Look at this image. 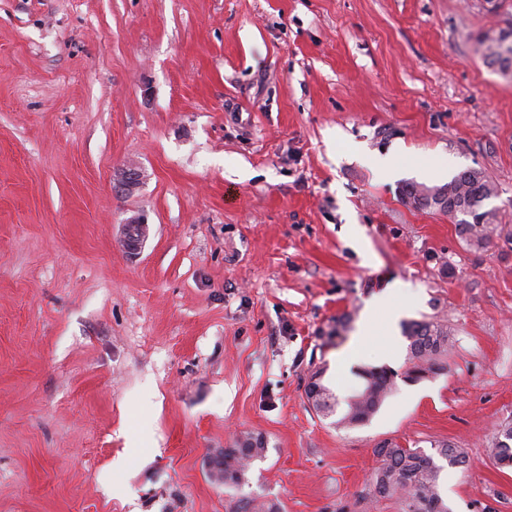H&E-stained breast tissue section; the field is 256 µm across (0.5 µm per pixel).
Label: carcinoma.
I'll use <instances>...</instances> for the list:
<instances>
[{"label": "carcinoma", "instance_id": "cac0c4a2", "mask_svg": "<svg viewBox=\"0 0 512 512\" xmlns=\"http://www.w3.org/2000/svg\"><path fill=\"white\" fill-rule=\"evenodd\" d=\"M498 195L484 173L475 168L459 172L448 183L426 186L408 183L403 189L406 202L418 209H430L448 215L459 237L466 245L484 249L490 242V231L504 229L496 224L497 212L484 208L485 201ZM409 341L410 366L402 373L406 382H419L445 369L450 332L448 326L435 320L416 322L405 330ZM362 385L345 399V410L337 414L339 401L325 385L322 393L308 398L316 412L338 415L336 426L350 429L362 426L380 410L395 387L397 373L388 368H367L359 373ZM252 435H246L224 449V475L214 474L224 485L240 488L244 484L246 461L261 459L267 452L265 441L252 447ZM380 465L371 475L368 494L374 498L396 499L402 512H448L442 497L440 478L443 466L435 457L450 466L466 462L463 449L451 444L437 445L436 454L419 448H406L397 442L384 441L374 449ZM490 457L502 468L512 467V422L498 426L490 448Z\"/></svg>", "mask_w": 512, "mask_h": 512}]
</instances>
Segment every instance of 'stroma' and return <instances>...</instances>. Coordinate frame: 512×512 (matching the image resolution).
Segmentation results:
<instances>
[{"label": "stroma", "mask_w": 512, "mask_h": 512, "mask_svg": "<svg viewBox=\"0 0 512 512\" xmlns=\"http://www.w3.org/2000/svg\"><path fill=\"white\" fill-rule=\"evenodd\" d=\"M509 27L512 0H0V512H401L367 494L386 440L463 448L449 512H512V239L470 248L351 151L480 169L512 225V75L479 44ZM395 284L446 368L337 429L305 387L359 386L336 359ZM407 349L375 332L357 368ZM245 434L237 490L208 459ZM144 171L140 163L129 161L120 166L113 175V187L121 194H130L144 182ZM124 224H126L125 238L127 248L131 253H134L141 248L148 236V223L143 216L138 215L128 218ZM134 228L137 229V235L134 233ZM490 457L501 468L512 467V422L498 426L494 441L490 446Z\"/></svg>", "instance_id": "1"}]
</instances>
